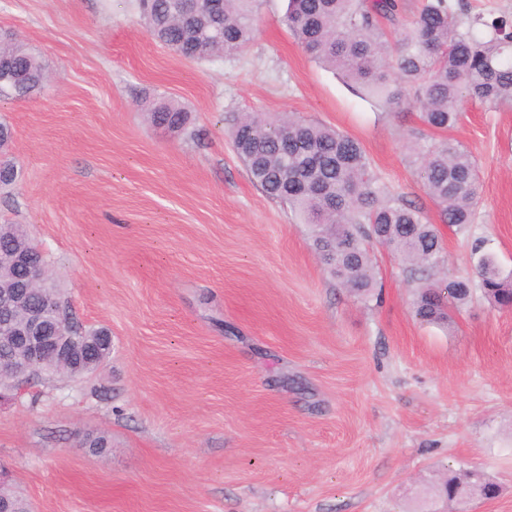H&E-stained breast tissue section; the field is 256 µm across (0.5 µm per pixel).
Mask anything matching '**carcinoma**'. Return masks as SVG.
I'll return each instance as SVG.
<instances>
[{
	"label": "carcinoma",
	"mask_w": 512,
	"mask_h": 512,
	"mask_svg": "<svg viewBox=\"0 0 512 512\" xmlns=\"http://www.w3.org/2000/svg\"><path fill=\"white\" fill-rule=\"evenodd\" d=\"M148 35L184 58L234 54L253 40L259 0H224L213 27L191 17L187 0H139ZM405 0H288L283 22L310 58L339 70L378 98L388 111L416 107L437 132L454 128L464 102L491 108L512 103V17L488 19L453 0H421L406 16ZM45 65L20 42L0 45V92L27 97L44 88ZM153 124L177 133L188 112L173 99L147 109ZM237 153L263 192L293 211L312 230L313 244L331 273L350 292L367 299L376 288L370 256L375 241L409 265L411 276L440 267L443 243L421 207L371 172L360 144L326 125L294 117L245 114L230 129ZM11 139H0V171L15 182L8 159ZM418 172L443 223H474L479 173L474 157L452 138L418 147ZM20 224L0 225V254L28 249ZM479 282L457 277L416 289L413 307L422 321L448 327L452 310L471 301L478 287L500 309H512V281L495 256L477 243ZM485 499L501 488L478 470L450 471L440 484L421 490L424 501L460 504L473 490Z\"/></svg>",
	"instance_id": "obj_1"
}]
</instances>
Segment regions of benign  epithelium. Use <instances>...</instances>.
Wrapping results in <instances>:
<instances>
[{"label": "benign epithelium", "mask_w": 512, "mask_h": 512, "mask_svg": "<svg viewBox=\"0 0 512 512\" xmlns=\"http://www.w3.org/2000/svg\"><path fill=\"white\" fill-rule=\"evenodd\" d=\"M13 263L28 269L27 277L13 288L0 290V347L11 343L20 350L3 354L0 361L10 367L12 380L20 381L43 373L46 358L52 357L55 373H64L75 360L112 342V334L103 330L91 336L71 326L65 309L50 318L44 308L34 307L26 294L34 289L50 291L51 283L45 265L30 254L16 253Z\"/></svg>", "instance_id": "1"}]
</instances>
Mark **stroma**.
<instances>
[{
	"label": "stroma",
	"instance_id": "stroma-1",
	"mask_svg": "<svg viewBox=\"0 0 512 512\" xmlns=\"http://www.w3.org/2000/svg\"><path fill=\"white\" fill-rule=\"evenodd\" d=\"M286 6L260 0L246 49L190 61L149 37L137 0H0V31L51 76L0 95L21 171L0 224L24 225L76 320L112 333L90 373L0 386V468L33 512H413L459 466L501 486L475 512H512V311L477 291L451 327L420 322L416 283L375 243L380 295L356 298L229 134L242 113L293 112L355 138L436 225V278H472L477 242L512 273V105L466 102L450 130L480 200L448 227L417 176L416 110L312 61ZM161 98L185 131L146 119Z\"/></svg>",
	"mask_w": 512,
	"mask_h": 512
}]
</instances>
